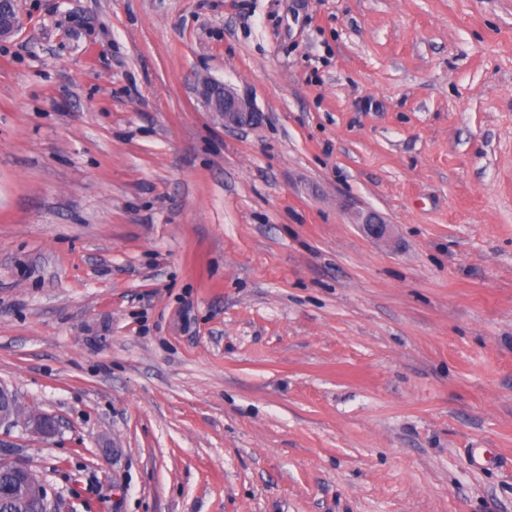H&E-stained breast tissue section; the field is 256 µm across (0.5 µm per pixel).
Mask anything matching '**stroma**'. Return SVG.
Wrapping results in <instances>:
<instances>
[{
	"label": "stroma",
	"mask_w": 512,
	"mask_h": 512,
	"mask_svg": "<svg viewBox=\"0 0 512 512\" xmlns=\"http://www.w3.org/2000/svg\"><path fill=\"white\" fill-rule=\"evenodd\" d=\"M17 7L0 383L59 427L0 457L54 512H512V0ZM200 94L210 111L224 119L225 128L250 129L262 120L261 112L251 101L223 83L205 79L201 82Z\"/></svg>",
	"instance_id": "35a3bbf8"
}]
</instances>
